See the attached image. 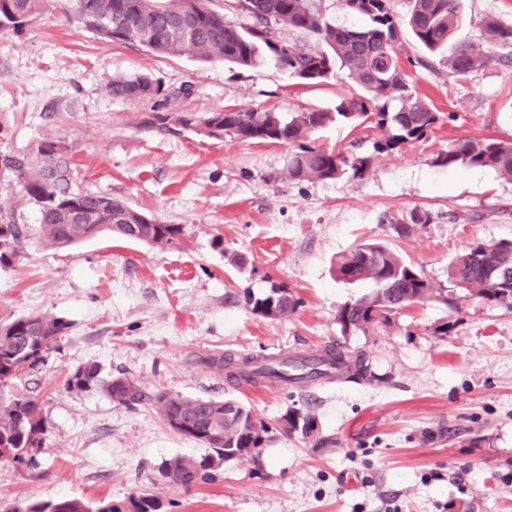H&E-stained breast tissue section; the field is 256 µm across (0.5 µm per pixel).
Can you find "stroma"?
<instances>
[{
  "label": "stroma",
  "mask_w": 512,
  "mask_h": 512,
  "mask_svg": "<svg viewBox=\"0 0 512 512\" xmlns=\"http://www.w3.org/2000/svg\"><path fill=\"white\" fill-rule=\"evenodd\" d=\"M460 34L483 38L482 20L512 24V0H461ZM418 94L438 114L425 141L377 155L360 179L291 181L289 149L141 126L148 112L227 108L281 114L329 110L346 71L319 87L266 59L255 69L188 56L161 57L86 29L70 0H45L21 31H0V157L45 163L51 141L69 187L109 194L183 229L158 246L107 233L68 248L45 245L39 213L0 170V224L25 227L0 266V323L30 314L70 324L45 364L0 395L38 401L46 435L31 464L0 463V512L19 501L123 500L148 490L161 512H512V311L430 299L365 333L341 337L336 312L369 282L338 278L337 255L366 240L385 244L448 285V264L470 243L512 238V181L433 159L455 141L512 140V61L494 52L466 80L405 41ZM146 74L165 93L112 96L114 78ZM377 129L332 124L316 144L367 151ZM429 213L408 236L410 212ZM245 258L244 266L230 262ZM288 286L291 316L253 314L245 292ZM366 354L372 381L235 385L209 368L213 355L321 353L336 339ZM127 376L150 393L243 401L275 426L289 408L315 416L317 434L275 435L259 461H229L184 489L158 475L165 459L206 455L156 409H129L100 389L71 392L78 368Z\"/></svg>",
  "instance_id": "stroma-1"
}]
</instances>
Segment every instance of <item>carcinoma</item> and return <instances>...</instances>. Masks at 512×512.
<instances>
[{
	"mask_svg": "<svg viewBox=\"0 0 512 512\" xmlns=\"http://www.w3.org/2000/svg\"><path fill=\"white\" fill-rule=\"evenodd\" d=\"M44 0H0V31L21 29L42 11ZM210 0H72L75 16L85 28L112 43H137L167 57L191 55L204 61L224 60L242 68H255L272 55L311 87L322 85L335 68L344 69L351 80L349 90L339 94L332 111L312 110L289 118L272 111L150 113L142 118L147 129L189 130L203 125L211 135L238 141L259 140L293 148L285 175L290 180L328 182L361 178L375 155L411 146L425 139L438 121L437 113L416 93L410 74L402 65L398 46L405 36L461 80L484 67L492 50L512 57V25L493 16L483 19L485 39L458 37L462 16L459 0H408L405 20L391 8L392 0H340L345 10L363 15V28L336 26L323 17L321 0H224V10L209 6ZM246 14L251 24L233 25L224 11ZM311 38L314 45L290 43L282 29ZM113 96L146 100L162 92L148 75L112 80ZM336 123L382 131L373 152L349 156L311 144L319 129ZM47 161L38 169L16 158L5 157L0 165L9 171L22 197L39 206V227L50 245L65 248L109 231L119 237L149 245L170 243L182 234L179 224L159 220L145 223L147 214L130 208L120 198L69 189L67 164L54 159V146L41 148ZM440 167L466 166L491 169L512 180V140L496 137L459 140L434 159ZM429 223L419 211L395 224L406 235L412 224ZM24 233L19 224H0V265L17 253ZM335 269L346 281L366 280L373 288L349 300L336 313L341 336L367 332L384 324L401 310L436 298L458 308L463 300L478 298L512 310V240L476 241L448 264L446 290L433 287L422 270L379 242H365L340 255ZM255 314L268 318L293 315L300 299L283 284H274L261 296L246 295ZM70 324L50 316L29 315L0 324V384L24 373L39 370ZM228 381L257 385L267 381L299 384L315 378H372L365 355L336 343L315 357L259 358L231 354L209 360ZM101 388L113 401L130 409L143 403L157 408L174 432L195 439L210 453L201 458L176 457L158 471L171 482L190 489L209 478L220 466L227 448H262L269 441V428H253L252 411L240 400L223 401L183 397L179 394L150 395L129 377L103 379L97 365L75 371L66 389ZM46 434L38 401L29 395L0 397V463L23 464L33 449L42 447ZM159 499L150 493L124 500L101 502L93 507L79 498L28 501L13 512H159Z\"/></svg>",
	"mask_w": 512,
	"mask_h": 512,
	"instance_id": "cac0c4a2",
	"label": "carcinoma"
}]
</instances>
